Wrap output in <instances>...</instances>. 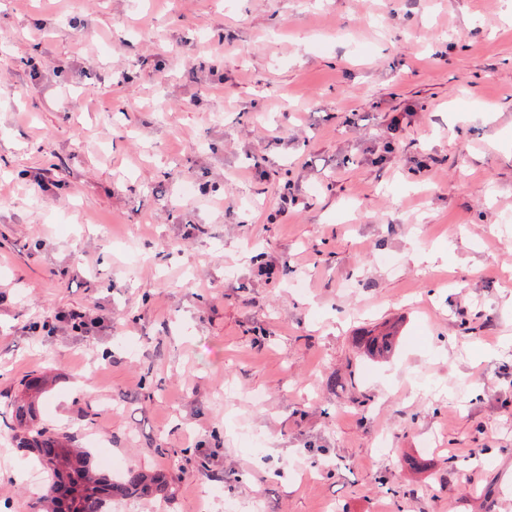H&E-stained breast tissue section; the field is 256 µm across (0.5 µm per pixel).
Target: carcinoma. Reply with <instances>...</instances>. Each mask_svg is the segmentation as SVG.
Instances as JSON below:
<instances>
[{
    "label": "carcinoma",
    "mask_w": 512,
    "mask_h": 512,
    "mask_svg": "<svg viewBox=\"0 0 512 512\" xmlns=\"http://www.w3.org/2000/svg\"><path fill=\"white\" fill-rule=\"evenodd\" d=\"M367 352L373 357H384L392 349L389 334L364 338ZM35 399H20L13 409L17 446L34 455L47 474L48 488L39 500L37 512H110L115 498L164 496L169 490V478L151 475L129 466L114 478L98 471L87 449L79 447L73 435L50 429L34 422ZM69 483L72 498L69 505L55 496L56 486Z\"/></svg>",
    "instance_id": "1"
}]
</instances>
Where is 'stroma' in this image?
I'll list each match as a JSON object with an SVG mask.
<instances>
[{
	"label": "stroma",
	"mask_w": 512,
	"mask_h": 512,
	"mask_svg": "<svg viewBox=\"0 0 512 512\" xmlns=\"http://www.w3.org/2000/svg\"><path fill=\"white\" fill-rule=\"evenodd\" d=\"M44 374L112 512H512V0H0V512Z\"/></svg>",
	"instance_id": "obj_1"
}]
</instances>
